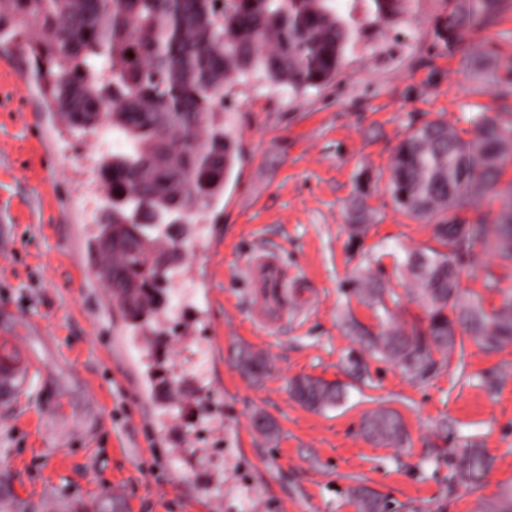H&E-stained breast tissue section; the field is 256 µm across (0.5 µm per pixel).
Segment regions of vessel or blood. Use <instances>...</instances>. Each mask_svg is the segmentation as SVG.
<instances>
[{
	"instance_id": "obj_1",
	"label": "vessel or blood",
	"mask_w": 512,
	"mask_h": 512,
	"mask_svg": "<svg viewBox=\"0 0 512 512\" xmlns=\"http://www.w3.org/2000/svg\"><path fill=\"white\" fill-rule=\"evenodd\" d=\"M250 288L261 297V308L270 322L282 320L288 312V275L276 253L252 254L242 269ZM35 362L21 353L0 359V402L12 399L28 383Z\"/></svg>"
}]
</instances>
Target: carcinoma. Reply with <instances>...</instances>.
<instances>
[{
  "instance_id": "obj_1",
  "label": "carcinoma",
  "mask_w": 512,
  "mask_h": 512,
  "mask_svg": "<svg viewBox=\"0 0 512 512\" xmlns=\"http://www.w3.org/2000/svg\"><path fill=\"white\" fill-rule=\"evenodd\" d=\"M334 0H0V39L30 60L44 106L63 125L87 134L101 129L123 137L125 150L100 155L107 190L88 259L112 293L136 285L124 311L143 332L183 256L180 224L193 222L224 196L239 157L226 124L224 86L262 74L297 93L330 85L354 38V11ZM383 20L398 0H369ZM496 0H457L448 16V41L467 28L495 23ZM103 59L104 80L94 61ZM465 66L497 81L485 56ZM470 137L442 119L423 122L392 154L388 190L409 217L432 225L438 244L409 252L425 318L406 330L394 325L373 336L360 323L351 331L377 355L415 381H424L448 353L469 339L493 351L512 345V288L488 270L484 288L500 297L485 307L461 289L474 248L512 265V180L502 181L512 157V112H476ZM501 201L498 209L483 206ZM170 253L158 264L152 256ZM239 366L259 379L266 361L250 350ZM294 400L320 411L343 399L338 382L303 375L290 383ZM377 443H403L400 414L380 408L363 424ZM451 479L470 488L484 483L492 462L474 443L456 448ZM489 512H512V485Z\"/></svg>"
}]
</instances>
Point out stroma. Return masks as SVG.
<instances>
[{
	"mask_svg": "<svg viewBox=\"0 0 512 512\" xmlns=\"http://www.w3.org/2000/svg\"><path fill=\"white\" fill-rule=\"evenodd\" d=\"M455 2L401 0L381 23L365 0H339L364 31L330 85L296 94L252 77L225 87L240 156L219 204L184 227L175 279L193 297L169 300L159 320L186 392L164 404L150 338L108 301L87 259L98 153L46 111L24 60L5 58L23 109L0 111V337L42 368L0 405V512H359L357 486L397 512H486L512 484V346L466 344L421 383L349 331L354 319L380 332L388 312L406 327L424 316L402 262L434 241L387 189L394 147L426 120L465 132L479 110L512 109L506 87L462 64L463 51L490 49L499 70L512 67V0L452 49L441 33ZM363 192L372 216L355 242L349 208ZM259 249L282 254L289 283L313 295L274 326L240 271ZM489 269L512 287V267L479 250L461 286L490 305ZM362 277L381 280L385 308L354 293ZM242 348L266 358L261 380L239 370ZM351 351L365 380L344 370ZM300 375L346 384L345 399L302 406L289 393ZM381 407L403 417L404 446L362 434L363 416ZM258 414L275 436L256 432ZM468 440L492 469L482 488L449 487L450 453Z\"/></svg>",
	"mask_w": 512,
	"mask_h": 512,
	"instance_id": "1",
	"label": "stroma"
}]
</instances>
